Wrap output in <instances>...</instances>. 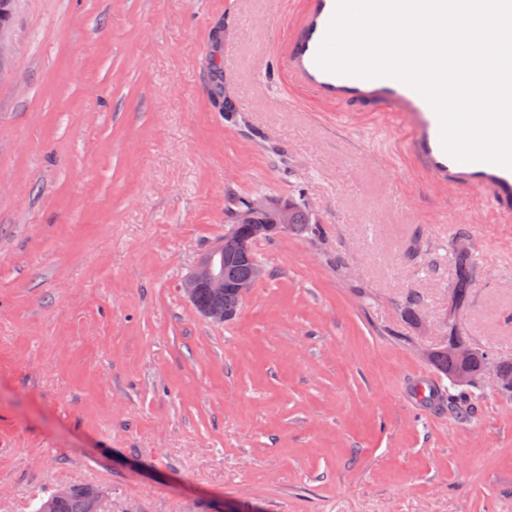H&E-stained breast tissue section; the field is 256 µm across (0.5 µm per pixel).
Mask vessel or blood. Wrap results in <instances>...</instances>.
Here are the masks:
<instances>
[{
  "label": "vessel or blood",
  "mask_w": 512,
  "mask_h": 512,
  "mask_svg": "<svg viewBox=\"0 0 512 512\" xmlns=\"http://www.w3.org/2000/svg\"><path fill=\"white\" fill-rule=\"evenodd\" d=\"M337 4L338 0H307L301 24L289 42V75L302 88L340 109L362 102L388 104L409 133L411 151L437 185L489 199L498 223H511L512 167L452 156L442 142L438 113L424 95L404 81L391 76L363 78L335 73L318 65L316 57Z\"/></svg>",
  "instance_id": "1"
}]
</instances>
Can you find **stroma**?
Here are the masks:
<instances>
[{"label": "stroma", "instance_id": "obj_1", "mask_svg": "<svg viewBox=\"0 0 512 512\" xmlns=\"http://www.w3.org/2000/svg\"><path fill=\"white\" fill-rule=\"evenodd\" d=\"M15 2L0 512L69 486L110 512H512V397L482 378L462 421L415 396L457 236L478 265L460 330L512 361V223L434 186L386 106L339 112L289 81L303 0ZM258 196L302 200L324 234L256 241L266 277L211 322L180 285ZM465 203L473 223H448Z\"/></svg>", "mask_w": 512, "mask_h": 512}]
</instances>
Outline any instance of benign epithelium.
<instances>
[{"mask_svg":"<svg viewBox=\"0 0 512 512\" xmlns=\"http://www.w3.org/2000/svg\"><path fill=\"white\" fill-rule=\"evenodd\" d=\"M236 89L232 80H223L221 98L214 104L221 106L225 112L233 111V99ZM271 201L265 197H255L247 201L243 210L236 213L230 229L224 233V240L216 244L208 254L202 258L195 270L182 283V288L188 299L195 300L201 289L206 288L210 293L219 297L224 294L227 283L224 281V259L234 256L244 250L243 240L237 232V225L249 222V217L267 211ZM274 231L278 234L288 232V206L280 208L277 221L274 224L253 225L254 234ZM451 357L464 365L475 354V348L468 341H459L449 349Z\"/></svg>","mask_w":512,"mask_h":512,"instance_id":"7a95c632","label":"benign epithelium"}]
</instances>
